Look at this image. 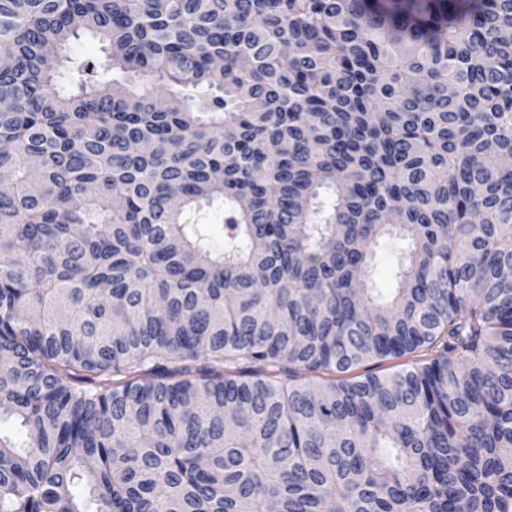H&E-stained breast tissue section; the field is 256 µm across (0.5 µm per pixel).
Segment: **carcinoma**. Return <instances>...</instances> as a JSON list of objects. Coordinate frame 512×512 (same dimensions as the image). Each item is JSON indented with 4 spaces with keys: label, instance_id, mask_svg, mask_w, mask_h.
<instances>
[{
    "label": "carcinoma",
    "instance_id": "cac0c4a2",
    "mask_svg": "<svg viewBox=\"0 0 512 512\" xmlns=\"http://www.w3.org/2000/svg\"><path fill=\"white\" fill-rule=\"evenodd\" d=\"M509 32L512 0H0V512H512ZM69 55L76 61H92L101 64V67L95 73L100 79H121L118 74L112 73V69L103 66L106 63V59L102 45L91 36L83 37L72 43L69 47ZM403 248L401 240L393 239L382 243L376 249L373 260V288L386 291L395 287L394 267L399 251ZM414 358L410 356H406L400 359H384V360H374L365 364H362L355 369L349 371L345 374H338L337 377L342 378H354L359 376H364L366 374H376V375H387L400 369L406 367L408 364L412 363Z\"/></svg>",
    "mask_w": 512,
    "mask_h": 512
}]
</instances>
